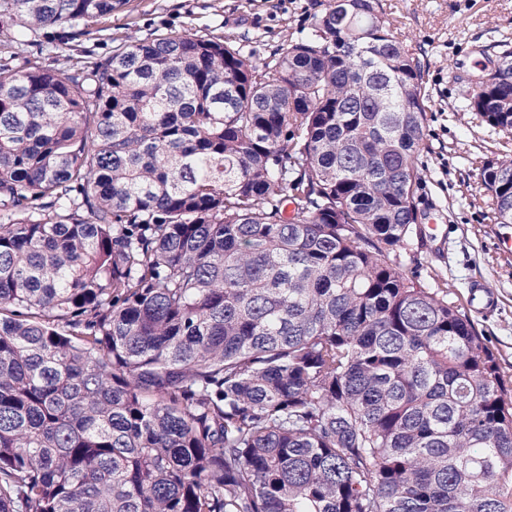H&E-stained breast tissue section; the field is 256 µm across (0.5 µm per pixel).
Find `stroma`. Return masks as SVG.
<instances>
[{
	"instance_id": "35a3bbf8",
	"label": "stroma",
	"mask_w": 512,
	"mask_h": 512,
	"mask_svg": "<svg viewBox=\"0 0 512 512\" xmlns=\"http://www.w3.org/2000/svg\"><path fill=\"white\" fill-rule=\"evenodd\" d=\"M329 0H128L83 38L108 55L122 38L193 34L246 41L267 58L288 31L310 24ZM387 19L420 58L427 129L419 155L420 209L432 230L402 255L414 258L426 283L447 284L459 307L481 278L498 294L490 313L474 315L512 379V224H496L484 202L482 166L512 156V136L466 108L468 76L486 62L484 48L512 47V0H381Z\"/></svg>"
}]
</instances>
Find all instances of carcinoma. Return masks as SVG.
<instances>
[{
    "mask_svg": "<svg viewBox=\"0 0 512 512\" xmlns=\"http://www.w3.org/2000/svg\"><path fill=\"white\" fill-rule=\"evenodd\" d=\"M0 0V512H512V387L407 268L424 73L380 0L262 62ZM468 110L512 134V66ZM512 224V158L480 173Z\"/></svg>",
    "mask_w": 512,
    "mask_h": 512,
    "instance_id": "obj_1",
    "label": "carcinoma"
}]
</instances>
